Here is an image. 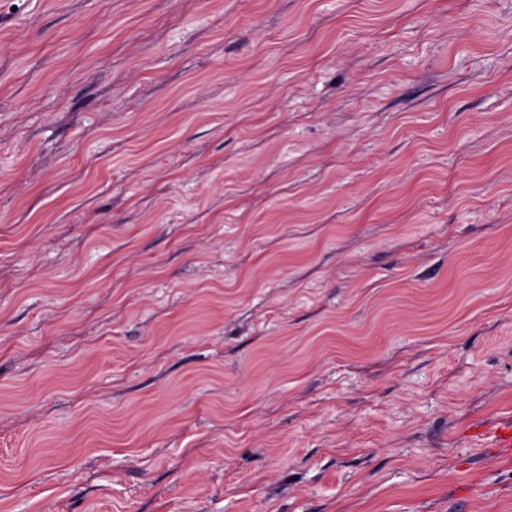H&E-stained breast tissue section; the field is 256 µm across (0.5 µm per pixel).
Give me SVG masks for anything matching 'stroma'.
I'll return each instance as SVG.
<instances>
[{
	"mask_svg": "<svg viewBox=\"0 0 512 512\" xmlns=\"http://www.w3.org/2000/svg\"><path fill=\"white\" fill-rule=\"evenodd\" d=\"M512 0H0V512H512Z\"/></svg>",
	"mask_w": 512,
	"mask_h": 512,
	"instance_id": "obj_1",
	"label": "stroma"
}]
</instances>
